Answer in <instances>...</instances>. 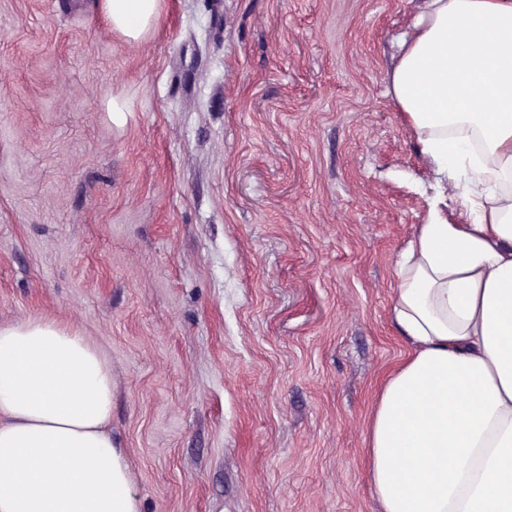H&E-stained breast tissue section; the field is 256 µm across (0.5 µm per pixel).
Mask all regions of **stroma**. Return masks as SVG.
<instances>
[{
    "label": "stroma",
    "instance_id": "35a3bbf8",
    "mask_svg": "<svg viewBox=\"0 0 512 512\" xmlns=\"http://www.w3.org/2000/svg\"><path fill=\"white\" fill-rule=\"evenodd\" d=\"M95 2L0 0V326L108 360L138 512H379L364 432L437 187L388 92L420 0H163L138 42Z\"/></svg>",
    "mask_w": 512,
    "mask_h": 512
}]
</instances>
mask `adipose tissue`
<instances>
[{"instance_id": "1", "label": "adipose tissue", "mask_w": 512, "mask_h": 512, "mask_svg": "<svg viewBox=\"0 0 512 512\" xmlns=\"http://www.w3.org/2000/svg\"><path fill=\"white\" fill-rule=\"evenodd\" d=\"M162 0H99L137 40ZM462 101L449 109L448 92ZM389 92L439 173L397 261L408 350L366 432L381 512H512V0H423ZM112 372L72 326L0 327V512H138Z\"/></svg>"}]
</instances>
